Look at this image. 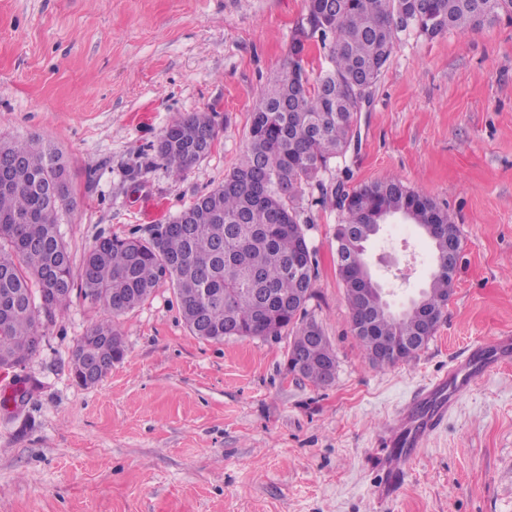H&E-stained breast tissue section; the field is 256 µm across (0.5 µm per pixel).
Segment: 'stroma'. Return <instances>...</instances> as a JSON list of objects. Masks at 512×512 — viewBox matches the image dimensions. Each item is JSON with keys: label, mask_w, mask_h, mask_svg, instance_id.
<instances>
[{"label": "stroma", "mask_w": 512, "mask_h": 512, "mask_svg": "<svg viewBox=\"0 0 512 512\" xmlns=\"http://www.w3.org/2000/svg\"><path fill=\"white\" fill-rule=\"evenodd\" d=\"M306 0H0V139L62 152L74 206L60 233L73 259L101 236L148 237L223 182L250 113L286 66ZM210 111V153L173 181L155 155L179 115ZM397 176L448 208L460 235L454 291L416 359L376 367L353 335L336 274L334 204L306 189L318 261L309 313L336 354L329 385L291 373L288 336H193L169 283L120 316L124 358L97 385L71 374L101 317L72 298L42 322L38 353L0 369V512H512V364L449 412L391 498L383 439L413 392L477 341L512 332V19L462 35L400 33L358 141L322 174L346 188ZM419 249L393 287L388 244ZM393 307L433 267L412 225L367 245Z\"/></svg>", "instance_id": "35a3bbf8"}]
</instances>
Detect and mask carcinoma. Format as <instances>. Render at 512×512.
I'll use <instances>...</instances> for the list:
<instances>
[{
  "mask_svg": "<svg viewBox=\"0 0 512 512\" xmlns=\"http://www.w3.org/2000/svg\"><path fill=\"white\" fill-rule=\"evenodd\" d=\"M512 10V0H306V14L293 33L284 73L271 80L250 114L248 143L224 182L199 196L151 237H100L85 253L79 274L63 242L58 220L70 207L63 154L39 139L0 141V165L10 187L0 189V357L21 364L41 344L39 305L64 313L73 296L106 312L81 340L87 354L72 355L79 377L90 361L120 362L125 348L114 318L139 306L162 280L171 284L188 330L206 341L229 337H278L293 333L289 350L309 364L300 375L326 383L322 368L334 352L307 303L313 296L316 253L308 225L300 222L305 188L332 196L355 225L353 274L368 272L366 250L377 226L401 220L441 235L427 236L434 266L424 288V309L433 318L421 335L418 316H402L387 304L366 301L344 283L352 329L365 359L379 367L408 362L426 346L448 305L459 238L447 231L454 217L400 179L387 177L349 190L329 189L319 179L331 160L344 157L355 138L353 114L378 82L399 34L413 29L433 38L445 31L468 34ZM321 45L326 66L309 82L304 61ZM209 113L179 116L163 131L156 152L172 179L180 181L200 160L193 139H214ZM408 341L403 358L380 352L377 336Z\"/></svg>",
  "mask_w": 512,
  "mask_h": 512,
  "instance_id": "1",
  "label": "carcinoma"
}]
</instances>
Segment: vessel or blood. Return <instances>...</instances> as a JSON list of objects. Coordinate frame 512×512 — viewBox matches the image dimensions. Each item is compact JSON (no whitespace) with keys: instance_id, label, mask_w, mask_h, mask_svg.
Wrapping results in <instances>:
<instances>
[{"instance_id":"1","label":"vessel or blood","mask_w":512,"mask_h":512,"mask_svg":"<svg viewBox=\"0 0 512 512\" xmlns=\"http://www.w3.org/2000/svg\"><path fill=\"white\" fill-rule=\"evenodd\" d=\"M512 361V335L490 337L474 346L464 362L452 365L444 375L425 383L395 420L386 439L393 454L388 484H395L415 459L427 438L440 428L458 400L469 393L479 377L495 365Z\"/></svg>"}]
</instances>
